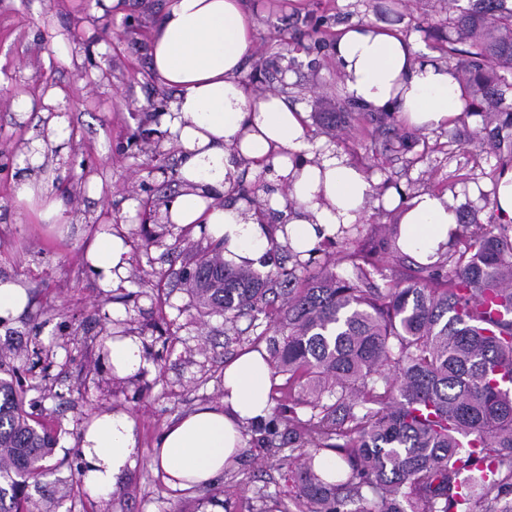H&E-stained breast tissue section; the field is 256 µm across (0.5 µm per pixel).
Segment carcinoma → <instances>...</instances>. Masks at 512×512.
<instances>
[{
	"label": "carcinoma",
	"mask_w": 512,
	"mask_h": 512,
	"mask_svg": "<svg viewBox=\"0 0 512 512\" xmlns=\"http://www.w3.org/2000/svg\"><path fill=\"white\" fill-rule=\"evenodd\" d=\"M448 27L449 52L468 46L464 114L482 117L479 146L505 170L512 0H467ZM477 213L463 208L442 261L384 286V259L413 262L398 223L345 252L348 277L318 261L319 246L303 259L275 245L285 256L261 272L225 262L215 242L177 273L200 313L224 316L226 336L278 312L261 335L289 405L272 407L263 442L293 485L283 512H512V224ZM19 370L0 355V512H21L56 445L26 410L33 386ZM323 448L345 463L332 481L315 463Z\"/></svg>",
	"instance_id": "1"
}]
</instances>
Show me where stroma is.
Instances as JSON below:
<instances>
[{
	"label": "stroma",
	"instance_id": "35a3bbf8",
	"mask_svg": "<svg viewBox=\"0 0 512 512\" xmlns=\"http://www.w3.org/2000/svg\"><path fill=\"white\" fill-rule=\"evenodd\" d=\"M169 0H131L116 15L105 0H0V280L23 283L31 296L21 316L0 321V348L21 350L33 366L38 387L34 411L57 431L58 472L30 482L33 505L51 499L57 481L71 478L80 458V430L95 413H127L139 441L136 467L107 498L90 497L80 480L56 512H277L287 503L289 484L264 464L266 451L255 429H247L243 454L213 484L192 490L167 486L149 465L154 441L169 421L194 407L219 402L225 362L239 350L265 347L256 332L228 337L224 319L200 317L186 292L165 270L179 269L191 247H206L199 231L179 242L180 228L164 221L162 194L178 195L180 181L149 170L157 150L169 168L179 166L180 149L168 138L136 145L140 126H159L152 102L162 86L150 68V42ZM256 16L254 43L244 71L262 56L290 47L296 63L284 82L268 90L300 104L311 144L333 141L338 152L368 173L373 192L439 191L456 197L468 185L489 186L498 155L480 151V117L452 121L448 128L415 132L410 154L399 148L406 131L373 139L372 126L352 114L340 83L331 45L340 26L369 22L413 41L416 54L460 67L457 55L442 54L436 37L447 33L448 0H246ZM330 18L325 32L310 20ZM40 102V111H16L19 98ZM53 109L69 130L56 142L42 109ZM45 145L40 173L47 192L62 200L57 223L42 221L16 203L13 185L30 175L25 161L34 141ZM417 163H408V156ZM156 217L143 223L145 207ZM109 224L129 246L121 288L98 286L85 263L88 233ZM160 245L143 250L147 235ZM138 336L146 368L122 378L108 366L104 345L113 329Z\"/></svg>",
	"mask_w": 512,
	"mask_h": 512
}]
</instances>
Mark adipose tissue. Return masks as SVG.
<instances>
[{
	"label": "adipose tissue",
	"instance_id": "obj_1",
	"mask_svg": "<svg viewBox=\"0 0 512 512\" xmlns=\"http://www.w3.org/2000/svg\"><path fill=\"white\" fill-rule=\"evenodd\" d=\"M254 22L242 0H170L152 40L151 70L176 96L162 128L180 149L179 178L186 190L169 206V223L206 225L224 242V259L258 267L270 249L265 225L254 207L240 201L216 203L228 194L239 163L271 165L270 181L285 185L272 195L271 208L294 206L278 242L295 251L316 248L340 226L362 223L371 207V183L363 169L334 146L312 152L298 108L276 92L255 94L240 79L253 43ZM339 76L350 99L375 112H392L405 125L431 131L447 126L463 111L466 94L448 64L421 61L411 40L367 23L342 29L333 46ZM380 206L401 208V239L424 260L445 251L459 224L462 200L423 191L384 195ZM87 259L101 288L118 287L127 271L129 247L117 232H95ZM109 363L120 376L145 366L137 336L109 338ZM273 371L256 350L241 353L224 367L223 395L197 406L164 428L151 463L174 489L209 484L243 447L244 426L266 419ZM82 482L103 496L135 465L138 432L124 412H98L82 431Z\"/></svg>",
	"mask_w": 512,
	"mask_h": 512
}]
</instances>
